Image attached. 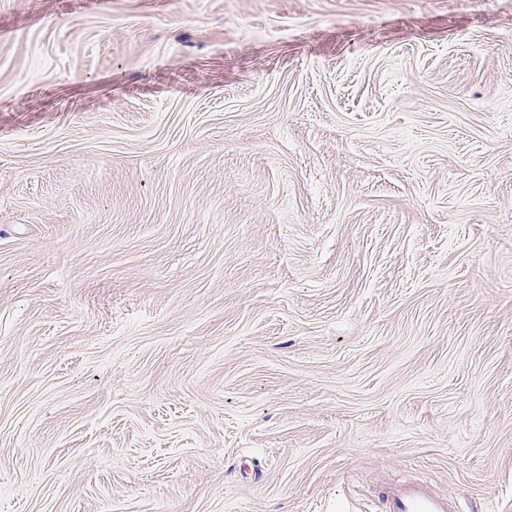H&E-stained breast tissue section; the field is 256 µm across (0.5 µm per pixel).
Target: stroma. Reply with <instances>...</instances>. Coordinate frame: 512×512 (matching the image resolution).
Returning a JSON list of instances; mask_svg holds the SVG:
<instances>
[{
  "label": "stroma",
  "mask_w": 512,
  "mask_h": 512,
  "mask_svg": "<svg viewBox=\"0 0 512 512\" xmlns=\"http://www.w3.org/2000/svg\"><path fill=\"white\" fill-rule=\"evenodd\" d=\"M512 512V0H0V512ZM384 512H458L447 497L434 492L426 481H401L384 494Z\"/></svg>",
  "instance_id": "stroma-1"
}]
</instances>
